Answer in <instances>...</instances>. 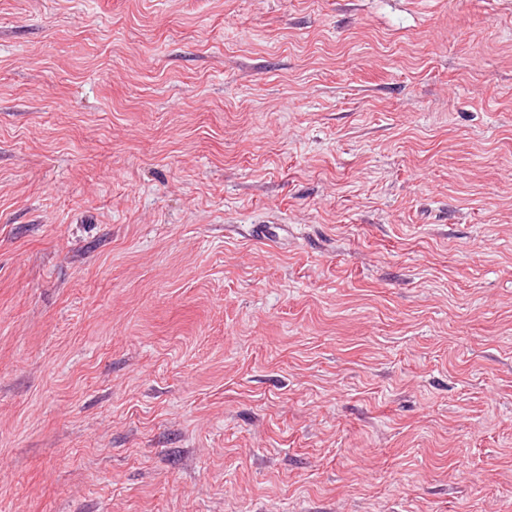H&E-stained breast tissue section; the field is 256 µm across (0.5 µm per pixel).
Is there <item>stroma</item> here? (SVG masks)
Here are the masks:
<instances>
[{
    "mask_svg": "<svg viewBox=\"0 0 512 512\" xmlns=\"http://www.w3.org/2000/svg\"><path fill=\"white\" fill-rule=\"evenodd\" d=\"M0 512H512V0H0Z\"/></svg>",
    "mask_w": 512,
    "mask_h": 512,
    "instance_id": "stroma-1",
    "label": "stroma"
}]
</instances>
